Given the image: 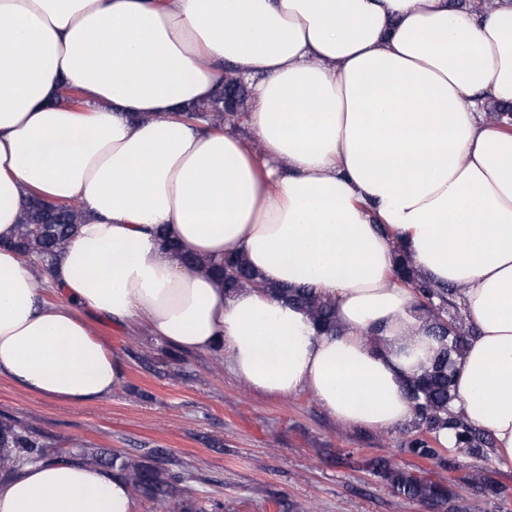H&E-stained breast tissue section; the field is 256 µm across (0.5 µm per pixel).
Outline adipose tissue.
I'll return each mask as SVG.
<instances>
[{
  "label": "adipose tissue",
  "instance_id": "adipose-tissue-1",
  "mask_svg": "<svg viewBox=\"0 0 512 512\" xmlns=\"http://www.w3.org/2000/svg\"><path fill=\"white\" fill-rule=\"evenodd\" d=\"M0 0V376L71 404L124 381L88 314L237 380L306 391L343 426L413 418L405 384L440 348L407 257L453 289L475 334L456 401L512 469V0ZM234 70L235 132L183 118ZM79 103L58 101L61 86ZM37 196L85 218L40 295L11 242ZM242 254L262 285L235 293L185 267ZM307 286L337 333L272 295ZM0 512H138L124 475L77 457L8 466Z\"/></svg>",
  "mask_w": 512,
  "mask_h": 512
}]
</instances>
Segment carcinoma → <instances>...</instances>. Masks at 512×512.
<instances>
[{"label":"carcinoma","mask_w":512,"mask_h":512,"mask_svg":"<svg viewBox=\"0 0 512 512\" xmlns=\"http://www.w3.org/2000/svg\"><path fill=\"white\" fill-rule=\"evenodd\" d=\"M248 100L249 95L241 78L229 69L214 97L207 103L193 107L185 116L192 120L222 122L235 127L248 109ZM81 220L80 209L55 206L41 199H33L20 215L18 232L12 246L25 257H37L49 262L75 234ZM162 243L169 250L180 254L188 267L222 277L228 292L245 287H261L257 274L238 255L229 254L222 262L215 264L197 258L165 236L162 237ZM396 275L417 290L421 306L433 321L437 339L442 344L431 365L406 386L407 397L413 407V421L407 426V431L411 433L407 441V452L443 467L456 464L460 458L470 460L460 483L478 489L489 501H498L503 498L506 488L483 466L493 451L492 438L473 430L462 414L451 410L456 399L454 373L451 370L452 356L461 352L469 334L463 325L448 319L450 289L436 288L425 282L407 259L399 260ZM271 292L306 310L321 328L337 330L333 304L315 295L312 289L298 286L273 288ZM442 427H448L456 433L457 444L448 450L433 444V433ZM0 453L17 466L48 460L45 445L8 418L0 420ZM91 461L98 465L118 467L132 487L152 502L154 512H169L170 499L183 480L178 471L163 473L120 454L109 458L96 454L91 456ZM369 466L395 493L409 500L434 506L448 501L452 503L455 512L465 510L464 506L458 504L459 494L451 485L431 480L421 470L397 467L386 457L371 460Z\"/></svg>","instance_id":"1"}]
</instances>
